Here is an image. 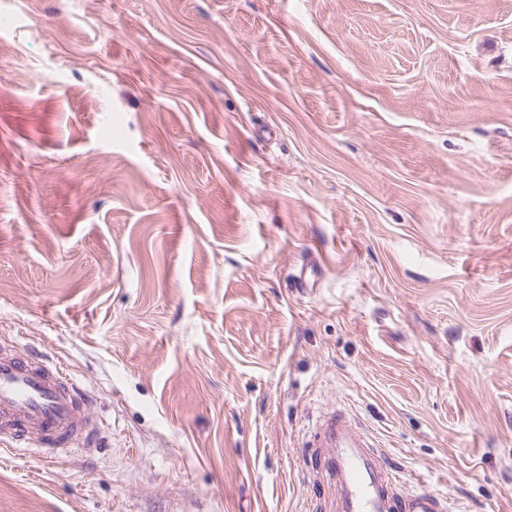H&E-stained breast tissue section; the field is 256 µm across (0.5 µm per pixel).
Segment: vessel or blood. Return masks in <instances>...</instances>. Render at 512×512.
<instances>
[{"instance_id":"obj_1","label":"vessel or blood","mask_w":512,"mask_h":512,"mask_svg":"<svg viewBox=\"0 0 512 512\" xmlns=\"http://www.w3.org/2000/svg\"><path fill=\"white\" fill-rule=\"evenodd\" d=\"M320 460L333 488L329 512H452L438 490L402 489L395 469L343 411L324 419ZM98 424L83 389L57 364L0 344V442L65 456L94 442Z\"/></svg>"}]
</instances>
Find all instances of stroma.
<instances>
[{"instance_id":"35a3bbf8","label":"stroma","mask_w":512,"mask_h":512,"mask_svg":"<svg viewBox=\"0 0 512 512\" xmlns=\"http://www.w3.org/2000/svg\"><path fill=\"white\" fill-rule=\"evenodd\" d=\"M93 450L0 512H325L314 425L512 512V0H0V338Z\"/></svg>"}]
</instances>
